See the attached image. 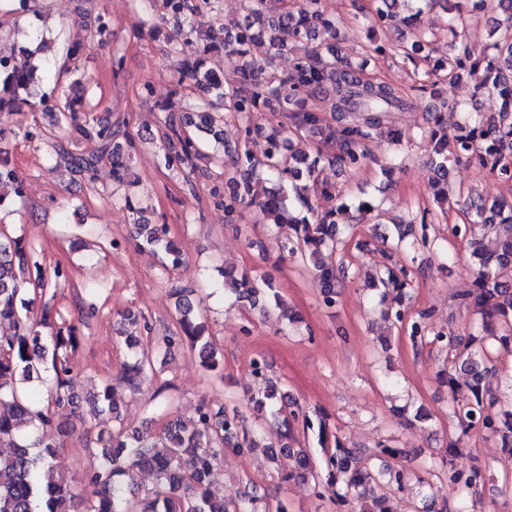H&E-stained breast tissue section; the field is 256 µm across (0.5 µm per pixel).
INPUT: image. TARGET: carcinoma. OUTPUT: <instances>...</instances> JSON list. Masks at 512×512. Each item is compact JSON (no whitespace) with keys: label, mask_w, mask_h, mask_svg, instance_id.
<instances>
[{"label":"carcinoma","mask_w":512,"mask_h":512,"mask_svg":"<svg viewBox=\"0 0 512 512\" xmlns=\"http://www.w3.org/2000/svg\"><path fill=\"white\" fill-rule=\"evenodd\" d=\"M423 0H374L375 8L368 18L372 31L387 23L406 33L403 40L375 51L400 55L413 62L426 58L432 50L431 32L424 25ZM471 11L492 10L499 16L491 32L499 34L492 43L491 57L476 60L468 48L454 43L438 70L454 82L466 75L478 90L496 94L501 99L500 111L489 117L480 112H467L455 99L440 101L439 111L464 113L465 125L450 131L444 120L437 128L424 127L421 139L427 141L429 161L434 177L433 201L440 211L448 213V168L461 159L475 158L481 167L507 183H512V0H468ZM134 14L143 26H155V0H129ZM245 24L235 34L225 30H201L194 16L199 6L194 0H161L162 19L169 25L167 41L172 49L184 40L194 38L202 44L199 57L178 63V85L190 82L199 98L196 111L188 112L185 95L178 89L174 97L162 105L168 113L158 131L160 164L168 170L186 173L200 162L217 169L210 194L224 207L226 223H236L242 206L258 204L262 214L275 224H292L296 237L282 243L288 256L306 260L315 258L313 276L323 289L327 304L334 303L339 277L333 263L317 259L322 250L336 252V246L354 244L357 225L345 221L351 208L338 203L329 211L312 218L310 193H330L335 186L319 179L315 166L306 164L305 155L295 150L294 136L319 133L327 141L338 144L336 159L349 168L362 163L363 147L371 131L389 121L390 113L410 107L409 99L387 83L364 81L359 66L340 57L333 47L330 58L305 52L296 56L291 73L267 71L253 49L261 43L277 52H293L315 39L320 33L336 31V18L327 11L323 0H297L295 6L270 17L265 0H240ZM469 15L457 7L449 8L448 31L452 35L466 29ZM112 45L113 64L122 69L124 55L108 24L100 20L94 28H85L68 42L66 54L77 57L92 46ZM235 60L241 74L239 85L224 89L214 68L208 65L213 51ZM52 77V64L40 60L13 67L0 58V115L16 111L20 106H48V100L36 90ZM330 98V109L340 115L339 125L324 127L317 111L308 106V98ZM292 105L286 109L283 104ZM266 108L269 112L290 111V124L267 127L254 120V114ZM59 142L52 144L53 158L70 180H94L98 166L112 165L117 194L125 183V172L134 141L125 123L102 124L93 117L95 105L83 112L75 109V100L65 99L52 105ZM234 112L244 120V141L262 137L267 143L263 159L256 160L246 150L220 151L210 146L202 135L215 143L222 136L224 113ZM361 112L360 122L346 121V113ZM91 142L90 151L73 152L61 144L69 133ZM7 149L0 148V207L6 200L5 190L23 196V180L9 166ZM278 182V190L263 202H256L255 182L262 177ZM462 222L448 225L450 236L470 248L474 269V288L462 295L461 305L481 315L482 331L487 346L472 353L461 346L456 336L430 327L429 312L421 310L407 316L401 308L379 309L384 320L408 323L409 338L415 346L436 344L448 352L450 370L460 369L468 379L459 383L448 374V409L457 419L460 430H475L500 439L502 447L512 452V405L506 409L487 398L486 384L494 375L488 367L489 351L512 348V202L502 198L487 203L475 190L459 192L456 202ZM395 249L412 251L441 250L430 238L427 225L408 221L395 225ZM487 233L499 236L498 248L485 251L481 237ZM131 234L139 246L155 259L160 275L171 274L182 262L178 248L164 225L143 224L134 219ZM83 288L74 294L73 307L60 305L61 289L70 284L71 269L57 261L49 263L43 244L27 236L0 228V323L11 332L0 334V512H286L283 503L272 507L260 504V497L245 493L224 501L214 494L210 475L224 452H250L256 448L259 434L251 431L236 406L221 399L202 401L195 419L185 422L173 415L170 404L156 407L153 420L158 427L150 434L124 421L116 402L118 389H139L144 382L156 384L162 393L169 380L158 358L178 346L204 370L213 372L221 364L222 353L215 336L208 332L202 312L183 290H178L174 328L161 334L154 331L149 319L141 314H127L132 328L124 338L131 360L122 363L118 377L107 376L100 391L81 404L73 392L74 359L84 342L81 326L85 318L98 312L96 299L101 285L95 275L94 256L84 258ZM384 287L383 294L398 292L410 286L407 271L387 266L376 273ZM235 302L255 305L260 294L274 291L271 280L257 283L248 276L237 278L224 274L219 284ZM259 408H268L269 429L275 441L267 446L277 463L278 480L287 483L294 478H307L316 496L324 497L323 488L333 489V503L346 512H395L394 497L405 491L412 480L408 471L395 465L376 474L369 457L356 448H328L327 418L311 417L298 403L265 389L251 399ZM69 411L84 426L86 446L96 449L100 467L86 474L80 482L57 472L52 464L57 449L62 447L66 429L57 412ZM111 414L112 424L100 428V416ZM317 431L324 448L323 470L314 467L307 450L286 443H300L299 435ZM149 470L154 482L146 487L138 482L139 473ZM426 472L447 478L448 486L461 496L478 492L486 482L485 470L479 466L467 471L450 470L440 475L431 465Z\"/></svg>","instance_id":"carcinoma-1"}]
</instances>
